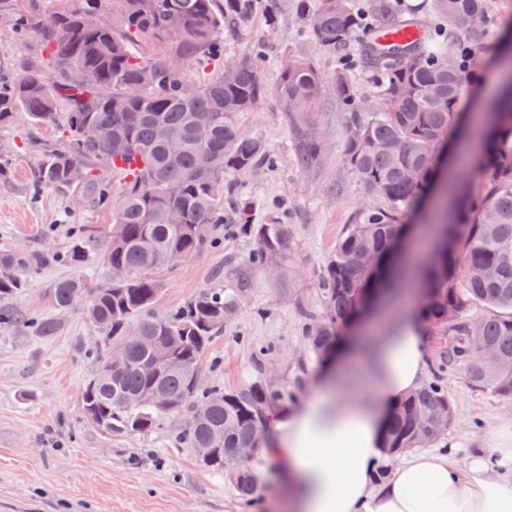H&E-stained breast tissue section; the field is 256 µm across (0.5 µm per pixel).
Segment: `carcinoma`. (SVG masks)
I'll list each match as a JSON object with an SVG mask.
<instances>
[{
  "label": "carcinoma",
  "mask_w": 512,
  "mask_h": 512,
  "mask_svg": "<svg viewBox=\"0 0 512 512\" xmlns=\"http://www.w3.org/2000/svg\"><path fill=\"white\" fill-rule=\"evenodd\" d=\"M261 0H112V20L97 28L83 24L89 10L102 11L107 0H83L81 6L52 12L44 0L18 8L0 0V19L16 33L35 35L45 64H25L0 83V130L24 112L35 125L56 121L64 103L68 131L64 146L36 143L41 155L36 189L112 207V228L104 245L90 254L97 230L80 225L69 250L59 257L79 271L95 256L107 267L121 266L124 283L92 282L82 275L60 277L45 289L53 309L73 308L87 296L84 313L100 330L101 348L89 353L97 364L82 391L86 422L108 433L146 435L175 415L188 417L174 435L180 448H203L224 433L220 449L202 461L226 474L241 500L258 499V476L250 462L235 454L255 448L256 433L269 428L288 401V392L258 383L226 390L194 386L204 355L224 332V315L233 300L224 289H203L182 305L155 312L163 290L156 273L213 242L218 225L233 224L253 239L262 237L288 256L290 231L282 210L265 224L250 223L242 203L226 211L236 194L230 175H244L271 163L265 147L244 135L238 118L254 110L269 94L277 96L293 121L302 168L316 165L321 140L310 131V112L330 92L348 112L344 160L357 180L383 199L379 208L358 213L339 241L322 279L325 311L307 328L308 343L320 360L335 351L340 330L364 316L384 295L398 288L421 297L419 313L437 336L436 365L460 371L468 382L512 397V93L503 88L490 104L485 121L456 128L461 94L479 59L486 36L488 0H434L450 21L466 25L448 32L451 51L434 52L422 38L380 50L377 32L410 25L414 12L399 0L368 5L371 26L364 28L354 0H300L297 15L317 49L348 57L355 51L361 66L376 77L378 108L366 110L344 71L324 77L313 62L290 54L273 85L257 69L240 65L237 76L224 79L219 31L256 10ZM152 40L160 51L146 58L139 42ZM184 65L219 61L212 77L194 80L199 92L182 94ZM97 125L129 143L115 152L93 138ZM167 126L173 138L157 139ZM462 139L479 143L475 158L463 165L459 180L448 183L449 203L437 224L426 229L431 239L448 238V250L417 263L414 278L398 280L397 242L402 217L428 196L434 186L439 150L453 129ZM210 155L199 167L198 153ZM107 164L122 175L118 188L97 174ZM178 217L175 223L167 214ZM49 259L39 251L0 252V328H19L36 336H53L55 318L28 315L13 307L14 298ZM483 304L490 313L471 320L466 312ZM455 319H448V309ZM139 326L143 340L125 336ZM114 342L125 343L124 365L108 363ZM165 358L152 368L151 345ZM433 417L455 421V410L440 376L405 396L390 412L386 451L393 457L436 443L418 424Z\"/></svg>",
  "instance_id": "cac0c4a2"
}]
</instances>
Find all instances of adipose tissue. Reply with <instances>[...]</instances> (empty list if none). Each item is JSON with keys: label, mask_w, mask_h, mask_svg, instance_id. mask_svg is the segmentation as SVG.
<instances>
[{"label": "adipose tissue", "mask_w": 512, "mask_h": 512, "mask_svg": "<svg viewBox=\"0 0 512 512\" xmlns=\"http://www.w3.org/2000/svg\"><path fill=\"white\" fill-rule=\"evenodd\" d=\"M425 332L409 312L374 348L353 340L340 346L313 396L277 419L270 444L288 458L291 512H512V421L488 430L484 447L466 459L451 450H414L389 477H377L388 412L424 381ZM362 364L378 391L367 399L343 396Z\"/></svg>", "instance_id": "ef3b65f1"}]
</instances>
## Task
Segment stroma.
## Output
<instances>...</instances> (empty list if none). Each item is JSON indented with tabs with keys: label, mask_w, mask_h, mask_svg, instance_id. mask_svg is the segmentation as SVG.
Segmentation results:
<instances>
[{
	"label": "stroma",
	"mask_w": 512,
	"mask_h": 512,
	"mask_svg": "<svg viewBox=\"0 0 512 512\" xmlns=\"http://www.w3.org/2000/svg\"><path fill=\"white\" fill-rule=\"evenodd\" d=\"M487 35L474 83L461 110L476 121L498 94L499 51L512 30V0H488ZM297 0H262L257 11L222 30L225 59L257 68L274 83L284 55L310 58L325 77L346 69L367 102L375 100L373 75L356 60L314 47L296 22ZM34 36H18L0 25V74L40 58ZM312 120L323 133L322 155L309 170L298 161L297 139L287 112L270 95L239 118L242 131L274 157L272 166L238 180L253 223H265L279 202L288 204L290 247L276 274L248 267L253 242L216 229L217 244L160 273L164 283L157 309L165 311L205 288L248 286L224 318V334L212 344L203 370L212 384L233 389L270 380L287 390L289 404L311 398L320 369L305 330L323 313L321 281L339 240L357 213L381 205L362 187L343 158L346 115L334 97L322 99ZM63 120L33 127L25 115L0 131V251L65 252L70 231L89 224L108 230L111 211L63 197L52 190L34 194L39 157L31 137L65 138ZM69 268L44 264L14 304L23 312L45 313V285L69 275ZM58 330L49 337L0 330V512H287L281 464L273 454L256 457L252 467L262 492L257 505L240 500L224 474L203 468L185 448L176 447L177 418L146 435L110 434L84 421L81 394L95 369L85 349L99 341L97 328L82 309L56 313ZM455 408L447 439L458 458L482 447L483 435L512 418V398L472 386L455 370L443 375Z\"/></svg>",
	"instance_id": "1"
}]
</instances>
